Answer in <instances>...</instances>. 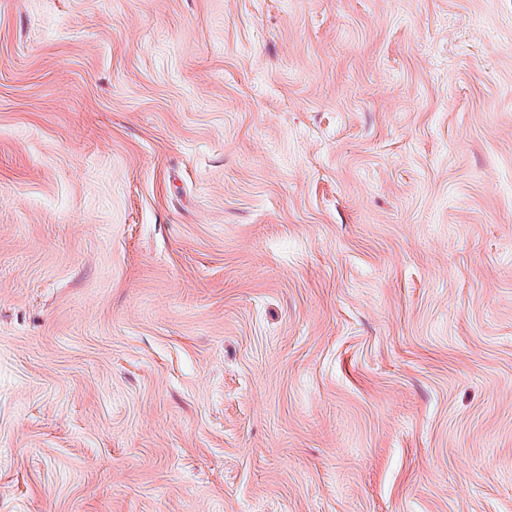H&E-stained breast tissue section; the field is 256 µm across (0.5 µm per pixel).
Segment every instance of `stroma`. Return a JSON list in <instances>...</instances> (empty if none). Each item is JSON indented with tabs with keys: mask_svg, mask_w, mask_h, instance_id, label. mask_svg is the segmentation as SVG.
I'll return each mask as SVG.
<instances>
[{
	"mask_svg": "<svg viewBox=\"0 0 512 512\" xmlns=\"http://www.w3.org/2000/svg\"><path fill=\"white\" fill-rule=\"evenodd\" d=\"M0 512H512V0H0Z\"/></svg>",
	"mask_w": 512,
	"mask_h": 512,
	"instance_id": "obj_1",
	"label": "stroma"
}]
</instances>
